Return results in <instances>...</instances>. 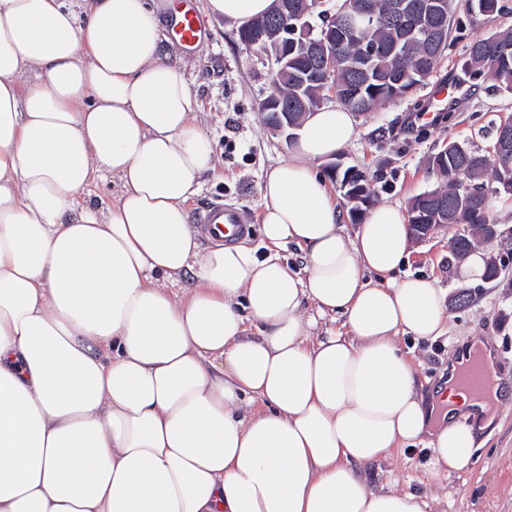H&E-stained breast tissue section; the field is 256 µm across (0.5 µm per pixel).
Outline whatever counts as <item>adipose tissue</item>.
Instances as JSON below:
<instances>
[{
  "mask_svg": "<svg viewBox=\"0 0 512 512\" xmlns=\"http://www.w3.org/2000/svg\"><path fill=\"white\" fill-rule=\"evenodd\" d=\"M272 4L204 9L244 26ZM160 23L156 0H0V512H428L365 467L421 444L467 469L494 416L458 369L492 344L419 389L397 338L442 335L445 293L399 277V206L346 230L313 167L353 140L344 107L265 173V257L203 245L214 146ZM107 176L110 202L86 196Z\"/></svg>",
  "mask_w": 512,
  "mask_h": 512,
  "instance_id": "ef3b65f1",
  "label": "adipose tissue"
}]
</instances>
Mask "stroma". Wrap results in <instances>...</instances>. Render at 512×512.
<instances>
[{
    "instance_id": "obj_1",
    "label": "stroma",
    "mask_w": 512,
    "mask_h": 512,
    "mask_svg": "<svg viewBox=\"0 0 512 512\" xmlns=\"http://www.w3.org/2000/svg\"><path fill=\"white\" fill-rule=\"evenodd\" d=\"M501 3L502 12L490 18L469 11L468 0H454L448 47L427 83L402 99L356 114V136L336 160L367 172L375 203L404 207L413 196L434 188L437 180L429 158L448 141L491 153L496 125L512 115V92L486 76L464 72L463 62L474 39L512 28V0ZM163 45L169 61L185 66L200 104L196 116L217 143L216 174L207 178L193 201L190 219L198 221L217 202L236 207L252 228L248 245L260 248L256 226L263 207L262 179L291 155L290 144L268 128L259 110L272 90L268 61L262 51H246L238 26L223 19L208 20L206 37L192 51H184L168 36ZM442 84L464 86L465 97L422 119V112L430 109L433 88ZM458 231V226L446 225L414 241L405 267L409 273L431 275L445 291V333L427 341H403L422 381H438L452 351L476 335L490 339L499 366L512 371V262L502 271V283L471 286L452 254ZM464 289L471 297L462 306L456 296ZM428 462L427 451H397L368 470L375 474L376 485L426 495L431 512H512V400L498 406L493 433L484 448L475 451L467 470L435 476Z\"/></svg>"
}]
</instances>
